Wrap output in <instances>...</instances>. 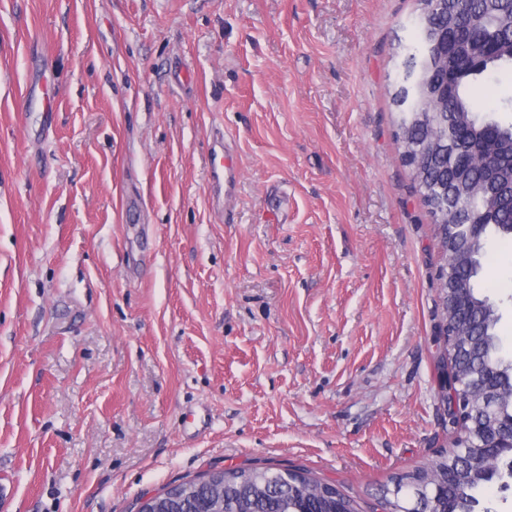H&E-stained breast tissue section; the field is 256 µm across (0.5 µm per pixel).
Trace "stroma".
Wrapping results in <instances>:
<instances>
[{
	"instance_id": "1",
	"label": "stroma",
	"mask_w": 512,
	"mask_h": 512,
	"mask_svg": "<svg viewBox=\"0 0 512 512\" xmlns=\"http://www.w3.org/2000/svg\"><path fill=\"white\" fill-rule=\"evenodd\" d=\"M415 0H0V500L224 468L374 505L449 447L388 93ZM230 152L232 194L209 183ZM512 359V245L478 283Z\"/></svg>"
}]
</instances>
